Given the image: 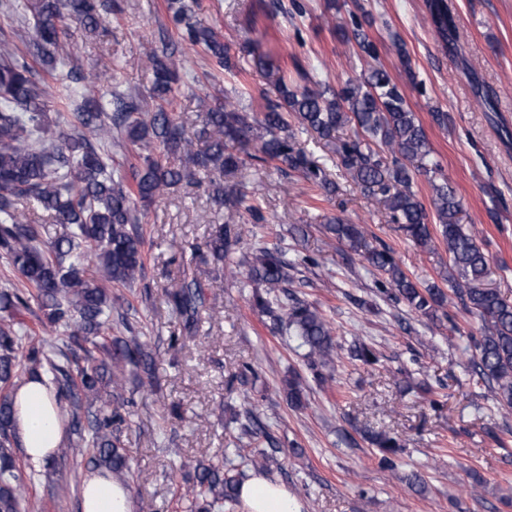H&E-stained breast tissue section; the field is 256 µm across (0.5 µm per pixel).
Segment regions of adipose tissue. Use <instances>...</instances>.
Returning a JSON list of instances; mask_svg holds the SVG:
<instances>
[{"mask_svg":"<svg viewBox=\"0 0 512 512\" xmlns=\"http://www.w3.org/2000/svg\"><path fill=\"white\" fill-rule=\"evenodd\" d=\"M14 404V429L27 468L42 474L62 440L55 388L43 377L27 381L16 390ZM239 496L245 512H302L300 502L284 485L262 475L244 480ZM81 506L82 512H133L128 488L98 473L85 477Z\"/></svg>","mask_w":512,"mask_h":512,"instance_id":"1","label":"adipose tissue"}]
</instances>
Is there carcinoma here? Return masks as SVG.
Returning <instances> with one entry per match:
<instances>
[{
  "instance_id": "1",
  "label": "carcinoma",
  "mask_w": 512,
  "mask_h": 512,
  "mask_svg": "<svg viewBox=\"0 0 512 512\" xmlns=\"http://www.w3.org/2000/svg\"><path fill=\"white\" fill-rule=\"evenodd\" d=\"M23 10L32 20L30 47L33 55L51 71L70 59L63 41L69 22L77 20L85 33H94L112 12L104 0H0V13ZM172 21L181 39L209 57L220 70L240 74L244 61L231 54L228 45L208 25L193 19L189 0H167ZM429 22L442 46L458 51V24L453 0H428ZM365 15L353 18V38L360 56L373 61L369 69L333 87L302 67L298 79L273 69L265 54L253 57L254 65L267 71L272 91L263 95L261 116L235 107L231 102L207 108L199 127L189 131L168 112L170 96L180 83L182 61L167 54L151 56L153 81L151 113L140 111L136 101L118 90L103 100L92 95L97 74L70 68L58 76L67 100L79 96L70 129L60 128V111L54 108L46 86L28 64L3 45L0 49V259L28 284L26 288L0 289V512H29L30 503L17 466L13 428V396L26 377L43 371L51 376L67 422L69 443L60 455L82 456L87 449L91 469H104L118 481L126 480L131 467L123 452L120 431L126 422L121 409L126 372L152 379L156 357L147 342L122 311L110 285L131 288L142 277L143 238L136 224L138 200L153 201L167 189L202 185L221 209L244 210L257 221L263 219L254 195L211 177H231L246 160L275 161L282 175L295 174L308 183L336 193V184L300 143L312 132L334 145L337 163L359 191L384 206L389 222L418 246L431 252L443 247L449 259L446 281L449 291L436 285L419 288L402 270L393 250L368 233L362 224L331 218L325 231L342 247L357 254L385 275L377 293L388 300L405 302L411 309L436 317L448 302V294L484 323L480 336L471 337L476 373L491 384L498 408L512 409V303L489 287L490 256L463 224V207L455 190L433 158L425 129L409 108L399 86L385 69L376 65L377 44L363 26ZM112 111H107V107ZM353 135L336 138L345 126ZM113 139L138 147L140 168L126 172L112 167L95 142ZM174 154L180 164L162 165L159 156ZM419 176L432 187L426 204L414 190ZM27 200L47 213L54 224L69 232L51 241L42 228L28 221L16 204ZM232 246L231 230L213 226L204 248H195L203 258L224 263V250ZM239 263L247 266L244 285L253 288L252 303L276 316L289 335L306 349L304 358L315 379L328 380L334 365L333 330L319 309L288 292L289 271L298 264L314 265L310 254L288 257L280 247H258ZM167 303L179 316L174 336L192 333L207 295L195 278L175 281L166 289ZM39 310L38 322L52 334L22 352L21 317ZM126 332L112 335V323ZM351 356L375 364L374 349L355 339ZM288 406L306 405L305 387L298 378L286 383ZM370 443L382 453L381 467L394 471L397 440L375 433ZM225 457L224 467L195 466L196 490L188 512H224L238 499L244 470L239 458L256 470L267 466L265 451L247 453L235 448Z\"/></svg>"
}]
</instances>
